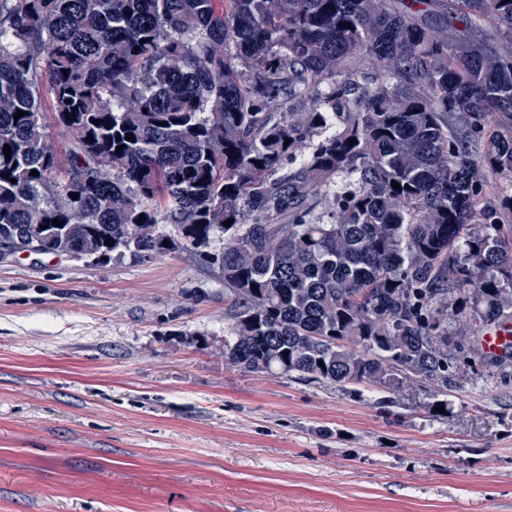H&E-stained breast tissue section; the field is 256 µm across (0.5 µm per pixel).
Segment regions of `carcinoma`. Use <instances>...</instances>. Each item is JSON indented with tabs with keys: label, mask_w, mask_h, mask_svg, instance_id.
Returning a JSON list of instances; mask_svg holds the SVG:
<instances>
[{
	"label": "carcinoma",
	"mask_w": 512,
	"mask_h": 512,
	"mask_svg": "<svg viewBox=\"0 0 512 512\" xmlns=\"http://www.w3.org/2000/svg\"><path fill=\"white\" fill-rule=\"evenodd\" d=\"M460 4L440 25L423 0H0V251L196 249L231 295L224 359L250 372L389 404L420 386L431 412L474 365L511 378L512 350L448 335L450 311L512 317V235L491 206L470 223L487 172L512 174V51L472 32L489 17L512 44V0ZM358 55L388 65L380 86L319 92Z\"/></svg>",
	"instance_id": "carcinoma-1"
}]
</instances>
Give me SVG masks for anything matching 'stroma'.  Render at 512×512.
Masks as SVG:
<instances>
[{"mask_svg":"<svg viewBox=\"0 0 512 512\" xmlns=\"http://www.w3.org/2000/svg\"><path fill=\"white\" fill-rule=\"evenodd\" d=\"M196 250L0 253V512H512V380L448 413L224 360Z\"/></svg>","mask_w":512,"mask_h":512,"instance_id":"stroma-1","label":"stroma"}]
</instances>
